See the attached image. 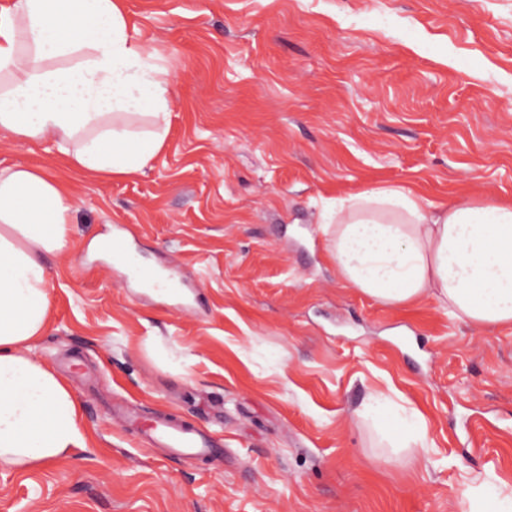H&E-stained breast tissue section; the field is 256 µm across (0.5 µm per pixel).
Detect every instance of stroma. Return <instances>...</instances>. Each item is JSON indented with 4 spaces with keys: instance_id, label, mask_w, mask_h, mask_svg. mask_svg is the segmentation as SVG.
I'll return each mask as SVG.
<instances>
[{
    "instance_id": "stroma-1",
    "label": "stroma",
    "mask_w": 512,
    "mask_h": 512,
    "mask_svg": "<svg viewBox=\"0 0 512 512\" xmlns=\"http://www.w3.org/2000/svg\"><path fill=\"white\" fill-rule=\"evenodd\" d=\"M173 76L163 148L93 180L0 136L73 203L46 256L33 358L68 384L85 445L0 470V512H461L512 493V327L431 299L393 307L340 277L336 199L512 202V0H124ZM166 273L139 284L104 245ZM169 414L223 441L147 444Z\"/></svg>"
}]
</instances>
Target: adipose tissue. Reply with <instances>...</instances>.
Masks as SVG:
<instances>
[{"mask_svg": "<svg viewBox=\"0 0 512 512\" xmlns=\"http://www.w3.org/2000/svg\"><path fill=\"white\" fill-rule=\"evenodd\" d=\"M72 63L53 68L51 58ZM168 68L130 41L123 0H13L0 8V134L53 142L85 176L141 172L168 134ZM64 185L0 168V468L37 469L82 447L80 410L29 356L48 328L44 255L67 245ZM320 231L343 280L395 307L434 298L452 318L512 325V204L445 207L401 187L337 200Z\"/></svg>", "mask_w": 512, "mask_h": 512, "instance_id": "obj_1", "label": "adipose tissue"}]
</instances>
